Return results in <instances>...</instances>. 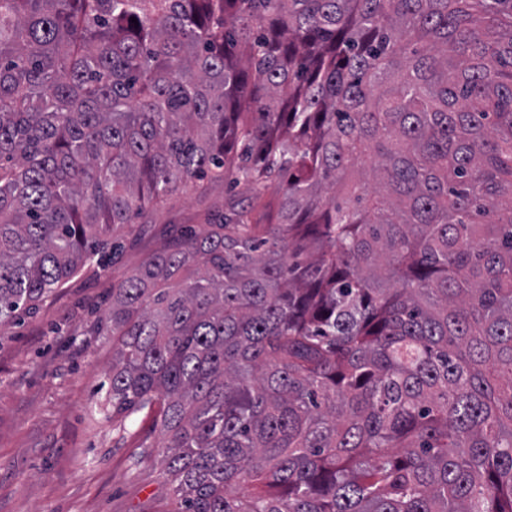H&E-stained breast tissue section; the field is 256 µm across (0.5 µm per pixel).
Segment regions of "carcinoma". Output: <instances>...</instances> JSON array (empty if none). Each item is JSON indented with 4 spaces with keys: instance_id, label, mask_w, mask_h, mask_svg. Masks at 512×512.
Listing matches in <instances>:
<instances>
[{
    "instance_id": "carcinoma-1",
    "label": "carcinoma",
    "mask_w": 512,
    "mask_h": 512,
    "mask_svg": "<svg viewBox=\"0 0 512 512\" xmlns=\"http://www.w3.org/2000/svg\"><path fill=\"white\" fill-rule=\"evenodd\" d=\"M228 171L105 324L169 512H512V0H0L1 327Z\"/></svg>"
}]
</instances>
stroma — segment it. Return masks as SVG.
<instances>
[{"mask_svg":"<svg viewBox=\"0 0 512 512\" xmlns=\"http://www.w3.org/2000/svg\"><path fill=\"white\" fill-rule=\"evenodd\" d=\"M223 181L187 185L124 227L116 264L74 277L34 313L0 329V512H166L172 490L157 463L152 419L105 409L112 339L98 324L112 284L182 227L229 197Z\"/></svg>","mask_w":512,"mask_h":512,"instance_id":"obj_1","label":"stroma"}]
</instances>
